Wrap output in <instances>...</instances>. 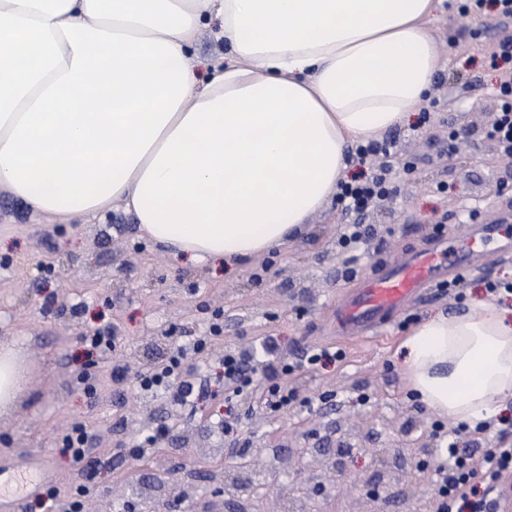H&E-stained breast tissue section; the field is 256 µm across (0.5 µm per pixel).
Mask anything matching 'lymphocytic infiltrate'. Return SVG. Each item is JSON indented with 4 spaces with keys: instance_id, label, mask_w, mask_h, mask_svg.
Returning <instances> with one entry per match:
<instances>
[{
    "instance_id": "lymphocytic-infiltrate-1",
    "label": "lymphocytic infiltrate",
    "mask_w": 512,
    "mask_h": 512,
    "mask_svg": "<svg viewBox=\"0 0 512 512\" xmlns=\"http://www.w3.org/2000/svg\"><path fill=\"white\" fill-rule=\"evenodd\" d=\"M491 55L499 71L496 95L499 110L491 123L487 136L499 147L503 159H512V41L499 44ZM382 155L381 164L371 168L363 179L341 184L336 196L345 215L351 216L352 224L346 225L340 238L342 246H350L363 240L366 230L360 218L369 202L395 193L394 175L396 161L389 145H368L357 149L359 159L371 155ZM223 331V314L214 312L209 333L196 336L188 347L176 348L162 365L139 371L127 367L105 370L104 361L115 351L119 338L114 330L98 329L86 335L89 346L88 359L78 373V379L88 394H95L97 381L102 373H109L113 382L119 383L128 376H135L142 391L161 393L177 402L188 401L195 393L194 383L185 374L188 355H200L210 349L214 340ZM259 353H245L229 349L224 353V385L229 394L225 396V431H232L240 419L237 399L239 396L259 391L260 401L269 414L276 415L290 407L299 405L301 398L288 381L304 370L317 364L344 360L342 349L325 346L303 350L294 361L282 360L278 337L264 336L259 342ZM263 375L265 383L256 386V375ZM435 432H447L445 449L434 468L437 490L438 512H500L499 491L504 479L512 477V440L500 437L497 444L478 451L464 447L462 441L468 433L466 425L459 424L445 429L441 422H434ZM63 453L73 463L81 465L85 480L68 487L50 483L43 492L33 496L28 507L30 512H83L84 502L95 480L98 467L104 457L97 451L94 436L84 423L78 422L61 436Z\"/></svg>"
}]
</instances>
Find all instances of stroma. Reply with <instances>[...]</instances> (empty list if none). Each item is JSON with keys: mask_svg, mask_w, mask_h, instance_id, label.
Wrapping results in <instances>:
<instances>
[{"mask_svg": "<svg viewBox=\"0 0 512 512\" xmlns=\"http://www.w3.org/2000/svg\"><path fill=\"white\" fill-rule=\"evenodd\" d=\"M430 27L443 67L410 122L381 136L405 166L395 193L369 206L366 237L353 248L338 244L348 219L331 202L281 251L243 265L199 267L139 237L134 215L124 208L85 222L33 212L0 189V345L14 350L23 386L17 406L0 414V457L20 462L38 456L61 485L81 483L58 438L72 423H86L99 450L113 458L102 465L85 512H122L124 503L138 505L154 495L162 512H237L238 498L212 481L213 471L231 466L246 446L271 444L285 453L306 442L335 446L330 425L338 419L374 432L371 447L345 458L348 474L363 484L328 478L311 491L309 512H361L367 486L385 481L371 463V448L396 449L412 464L437 459L444 440L432 428L434 414L405 389L396 346L411 322L459 311L470 297H486L487 282L512 279V260H497L496 242H487L482 269L467 274L459 292L429 288L371 338L340 339L334 319L360 280L394 267L404 254L466 239L474 222L512 220V162L486 135L496 111L497 71L482 49L511 36L512 25H500L489 9L463 18L441 6ZM214 31L204 27L190 49L201 84L230 54ZM215 309L224 312L222 338L207 355L186 361L201 385L191 403L143 393L130 379L116 384L103 378L93 396L77 382L85 360L82 334L117 326L114 363L148 368L190 337L206 334ZM269 335L279 337L287 361L310 345L336 346L346 357L289 379L311 406L272 416L246 396L241 403L250 414L225 432L224 352ZM325 393L331 396L326 403L320 400ZM395 416L406 428L388 426ZM161 419L172 432L158 447L138 458L115 453L117 440H143Z\"/></svg>", "mask_w": 512, "mask_h": 512, "instance_id": "35a3bbf8", "label": "stroma"}]
</instances>
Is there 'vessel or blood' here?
<instances>
[{
	"mask_svg": "<svg viewBox=\"0 0 512 512\" xmlns=\"http://www.w3.org/2000/svg\"><path fill=\"white\" fill-rule=\"evenodd\" d=\"M490 240L497 241L499 256H512V234L497 222L473 225L466 241L449 242L437 251L409 254L392 270L357 288L336 315L338 328L372 332L437 279L446 275L456 278L476 270L479 247Z\"/></svg>",
	"mask_w": 512,
	"mask_h": 512,
	"instance_id": "b4317fda",
	"label": "vessel or blood"
}]
</instances>
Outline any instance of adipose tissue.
Returning a JSON list of instances; mask_svg holds the SVG:
<instances>
[{"label": "adipose tissue", "mask_w": 512, "mask_h": 512, "mask_svg": "<svg viewBox=\"0 0 512 512\" xmlns=\"http://www.w3.org/2000/svg\"><path fill=\"white\" fill-rule=\"evenodd\" d=\"M436 0H0V188L38 213L131 211L206 266L307 232L348 149L405 123L440 67ZM232 52L197 87L205 21ZM407 388L475 427L512 403V308L471 298L399 342Z\"/></svg>", "instance_id": "1"}]
</instances>
